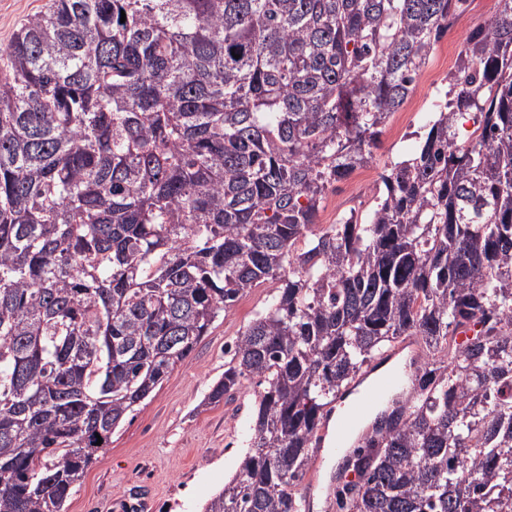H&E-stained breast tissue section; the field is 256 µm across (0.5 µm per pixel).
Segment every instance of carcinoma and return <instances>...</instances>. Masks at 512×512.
<instances>
[{
    "label": "carcinoma",
    "mask_w": 512,
    "mask_h": 512,
    "mask_svg": "<svg viewBox=\"0 0 512 512\" xmlns=\"http://www.w3.org/2000/svg\"><path fill=\"white\" fill-rule=\"evenodd\" d=\"M468 2L53 0L0 48V512H62L265 282L206 397L260 387L204 512H306L323 412L406 336L415 395L376 413L336 512L512 508V0L373 208L319 225Z\"/></svg>",
    "instance_id": "cac0c4a2"
}]
</instances>
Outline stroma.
Here are the masks:
<instances>
[{"instance_id":"stroma-1","label":"stroma","mask_w":512,"mask_h":512,"mask_svg":"<svg viewBox=\"0 0 512 512\" xmlns=\"http://www.w3.org/2000/svg\"><path fill=\"white\" fill-rule=\"evenodd\" d=\"M50 0H0V46H6L25 21L46 9ZM456 51L445 42L434 46L427 67L433 84L416 87L404 107L400 128L386 127L373 150L370 167L382 173L392 160L412 151V131L429 117L438 88L456 66ZM376 185L357 177L335 184L327 193L320 221L336 223L350 209L367 212ZM273 284L252 289L218 319L195 351L178 365L145 405L128 415L66 502V512H202L222 489L244 457L255 383H245L234 396L216 405L204 397L223 376L225 350L270 299ZM336 451L327 449L320 465L311 467L298 487L315 512H336L330 488L336 473Z\"/></svg>"}]
</instances>
